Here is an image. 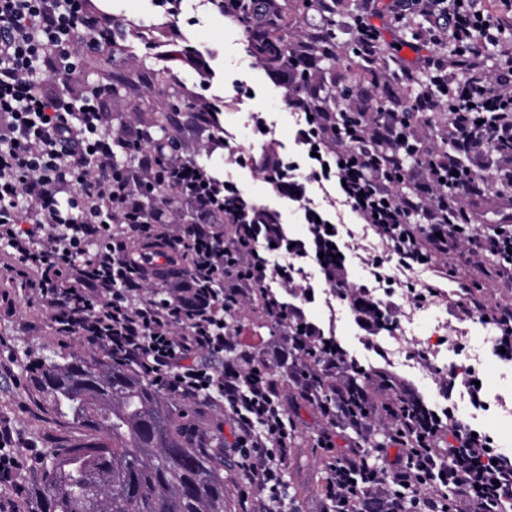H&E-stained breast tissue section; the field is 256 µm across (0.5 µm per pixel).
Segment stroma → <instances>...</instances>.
<instances>
[{
  "label": "stroma",
  "instance_id": "stroma-1",
  "mask_svg": "<svg viewBox=\"0 0 512 512\" xmlns=\"http://www.w3.org/2000/svg\"><path fill=\"white\" fill-rule=\"evenodd\" d=\"M116 1L121 2L127 21L116 28L114 46L97 55L90 68L113 82L130 81L131 86L105 97L102 109L115 116L132 117L134 124L144 125L150 118V105H162L177 92L181 95L178 119L182 125H190L194 120L190 99L192 92L199 88V78L170 46L165 17L146 8L143 0H93L105 12L111 11ZM182 31L187 44L212 54L209 95L232 98L239 84L254 90L244 106L224 109L220 116L221 127L240 132L242 153L248 157L261 153L262 141L254 135L251 126L252 115L258 113L273 125L282 153L292 154L298 118L288 106L283 88L248 53L243 31L225 23L213 7L202 14L200 24L183 25ZM161 69L171 70V88L156 85L153 73ZM208 164L217 177L238 182L252 204L277 211L282 224L301 223L295 205L250 169L232 164L217 154ZM11 263L6 245L0 244V427L12 430L15 452L30 457L31 462L18 471L15 484L0 485V499H13L23 505L40 476L38 457L62 441L82 435L81 430L57 417L48 399L32 388L28 365L44 355L84 356L90 349L77 337L62 336L55 331L49 310L21 292L22 279L11 271ZM254 308L251 302L243 305L235 314L233 324L238 329L241 346L255 347L268 360L276 348L284 346L285 338L270 333ZM280 388L284 404L301 433L291 449L284 474L290 498L296 512H322L324 498L318 477L329 455L317 443L322 431L320 416L314 407L299 401L291 380H283Z\"/></svg>",
  "mask_w": 512,
  "mask_h": 512
}]
</instances>
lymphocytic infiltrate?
Listing matches in <instances>:
<instances>
[{
	"label": "lymphocytic infiltrate",
	"mask_w": 512,
	"mask_h": 512,
	"mask_svg": "<svg viewBox=\"0 0 512 512\" xmlns=\"http://www.w3.org/2000/svg\"><path fill=\"white\" fill-rule=\"evenodd\" d=\"M112 17L90 0H0V242L15 267L31 271L30 294L52 312L57 333L76 335L113 362L134 368L154 385L189 402L220 406L233 426L229 446L237 475L278 512L288 497L283 475L296 431L279 389L265 372L225 359L236 348L233 314L268 276L308 297L293 257L318 262L367 336L395 329L390 305L351 286L344 260L335 259L328 216L311 206L307 184L337 182L342 203L385 240V263L456 273L464 258L476 271L466 299L440 278L405 281L414 306L440 302L458 322L486 319L498 331L495 347L512 351V305H488L497 279L512 285V0H360L350 38L337 53L382 62L387 102L373 88L363 108H331L304 99L300 77L319 82V38L301 36L269 67L271 78L301 112L295 139L304 162L285 160L266 120L253 131L264 150L257 174L296 205L308 226L304 239H286L276 212L250 207L238 185L214 178L197 157L159 158L147 131L112 126L101 109L107 84L74 87L88 55L102 52ZM414 57L405 61L402 49ZM196 120L176 140L201 139L207 154L227 150L220 129L223 103L193 96ZM306 166L305 180L294 176ZM178 196L147 206L166 182ZM500 201L506 221L480 228L471 202ZM287 255L273 265L257 247L234 240L241 225ZM160 235L189 250L193 265L178 281L157 267V287L142 278L135 250ZM290 348L278 351L292 379L307 377L304 341L321 330L302 307L282 317ZM210 359L200 362V352ZM354 426L382 424L386 442L331 457L334 475L323 512H496L512 500V458L491 436L461 430L452 420L403 429L392 404L363 392Z\"/></svg>",
	"instance_id": "1"
}]
</instances>
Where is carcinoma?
<instances>
[{"mask_svg": "<svg viewBox=\"0 0 512 512\" xmlns=\"http://www.w3.org/2000/svg\"><path fill=\"white\" fill-rule=\"evenodd\" d=\"M239 18L250 23V53L273 63L289 51L288 32L306 18L310 0H294L297 14L280 13L254 20L251 0H237ZM323 86L328 96L377 86L379 69L362 57L324 58ZM175 107L157 109L152 125L154 152L167 157L174 146ZM169 251L187 271L190 257L152 238L143 254ZM30 382L44 394L54 412L85 431L84 437L52 449L42 460L40 477L31 490L34 512H230L224 488V438L216 432L191 435L183 420L188 411L169 401L147 378L131 369L94 356L47 357L31 366ZM300 390L302 399L322 408L329 401H344L355 413L362 407L354 390L375 386L393 396L395 380L365 371L343 384L331 386L312 366ZM430 407L422 401L406 407L402 418L413 425Z\"/></svg>", "mask_w": 512, "mask_h": 512, "instance_id": "1", "label": "carcinoma"}]
</instances>
